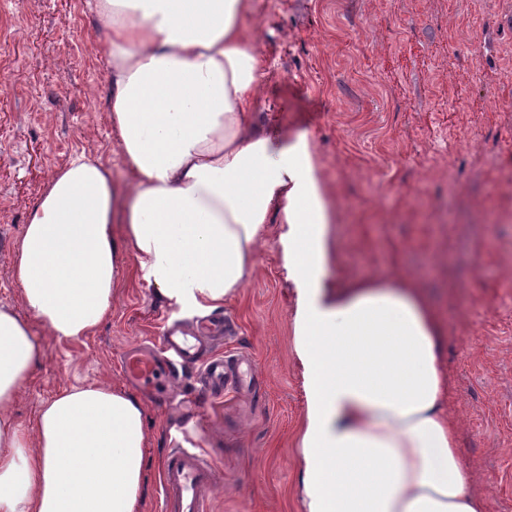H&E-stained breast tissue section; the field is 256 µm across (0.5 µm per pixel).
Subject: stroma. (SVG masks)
Wrapping results in <instances>:
<instances>
[{
  "label": "stroma",
  "instance_id": "1",
  "mask_svg": "<svg viewBox=\"0 0 512 512\" xmlns=\"http://www.w3.org/2000/svg\"><path fill=\"white\" fill-rule=\"evenodd\" d=\"M251 25L271 75L259 109L281 140L308 134L336 209L329 276L399 273L422 288L442 322L448 414L473 488L486 512H512V0H254ZM105 39L86 0H0V301L24 319L11 268L50 177L77 154L123 167ZM284 230L269 225L251 276L217 311L235 326L225 359L257 370L205 401L203 446L222 474L214 512L296 510L305 394ZM185 313L127 258L112 314L90 336L60 342L35 324L44 355L11 410L28 425L63 388L130 390L147 428L140 512H162L179 406L129 388L120 359Z\"/></svg>",
  "mask_w": 512,
  "mask_h": 512
}]
</instances>
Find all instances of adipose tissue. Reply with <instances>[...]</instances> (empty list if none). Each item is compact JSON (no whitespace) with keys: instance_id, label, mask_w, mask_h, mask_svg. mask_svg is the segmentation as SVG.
Segmentation results:
<instances>
[{"instance_id":"adipose-tissue-1","label":"adipose tissue","mask_w":512,"mask_h":512,"mask_svg":"<svg viewBox=\"0 0 512 512\" xmlns=\"http://www.w3.org/2000/svg\"><path fill=\"white\" fill-rule=\"evenodd\" d=\"M106 31L108 110L125 179L79 154L24 224L12 276L30 319L0 303V512H139L143 409L104 383L11 415L43 347L31 319L78 341L109 319L126 257L165 300L203 313L244 287L269 224L298 292L306 406L297 512H484L445 409L440 323L418 288L329 284L333 209L300 133L257 108L267 80L252 0H91Z\"/></svg>"}]
</instances>
